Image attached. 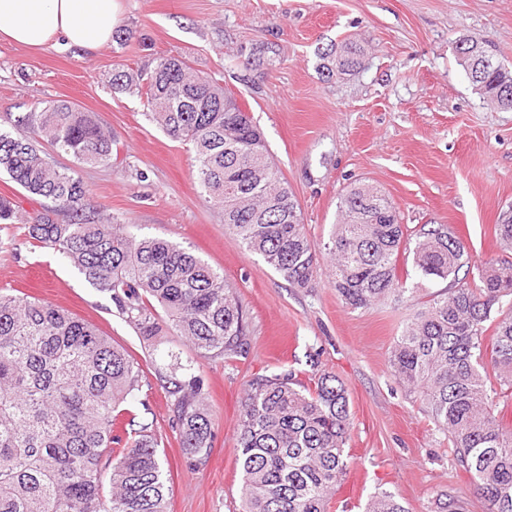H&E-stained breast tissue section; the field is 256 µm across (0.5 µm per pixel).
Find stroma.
I'll use <instances>...</instances> for the list:
<instances>
[{
  "label": "stroma",
  "mask_w": 512,
  "mask_h": 512,
  "mask_svg": "<svg viewBox=\"0 0 512 512\" xmlns=\"http://www.w3.org/2000/svg\"><path fill=\"white\" fill-rule=\"evenodd\" d=\"M126 42L93 51L33 52L0 43V115L66 100L93 113L112 135V161L78 165L94 210L135 237L188 247L222 272L248 321L242 357H197L167 331L144 347L112 305L57 254L33 246L21 225L0 224V288L95 324L142 364L144 393L169 489V512H242L237 436L241 398L256 374L329 373L343 382L353 425L349 465L364 471L358 493L328 512H366L378 493H395L408 512H433L448 493L483 512L473 484L452 462L417 394L399 385L390 352L410 312L385 301L351 310L321 261L310 287L288 285L245 251L196 183L188 144L165 134L144 99L113 92L115 68L147 70L156 58H185L216 78L250 112L300 204L311 241L322 245L338 202L359 183L378 186L416 229L445 224L463 239L472 266L502 257L496 224L512 205V109L484 97L456 62L467 38L494 45L512 66V0H120ZM363 49L352 76L321 79L318 47L343 39ZM269 62H253L259 47ZM192 362L208 394L213 444L206 459L183 454L167 394L155 376L168 353Z\"/></svg>",
  "instance_id": "1"
}]
</instances>
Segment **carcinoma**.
<instances>
[{
    "mask_svg": "<svg viewBox=\"0 0 512 512\" xmlns=\"http://www.w3.org/2000/svg\"><path fill=\"white\" fill-rule=\"evenodd\" d=\"M458 65L487 98L512 109V70L487 51ZM318 72L331 79L360 66L352 41L317 48ZM112 89L145 99L153 121L192 145L205 200L243 248L286 282L310 286L320 259L349 308L404 301L409 279H452L450 288L411 304L389 357L396 381L417 390L435 427L448 436L457 470L471 477L486 512H512V429L496 419L512 398V262L473 273L464 241L443 224L411 232L377 187L355 185L340 197L339 220L323 249L302 222L288 182L269 158L253 119L237 98L177 57L148 71L117 70ZM86 165L112 160V137L66 101L0 117V172L46 201L22 212L0 196V224H22L27 237L76 268L112 300L142 340L172 328L203 358L247 353L248 324L224 274L178 243L137 239L125 225L91 210L73 170L45 162L39 141ZM64 213L69 221L58 222ZM512 251V210L496 225ZM412 250V268L399 255ZM158 371L171 401L172 427L197 460L212 447L207 396L194 366L170 353ZM141 364L92 323L67 310L0 291V512H169L160 441L147 417ZM309 388L295 371L257 374L246 383L238 436L244 512H327L346 473L351 428L343 383L322 373ZM366 512H406L384 492ZM434 512H465L442 494Z\"/></svg>",
    "mask_w": 512,
    "mask_h": 512,
    "instance_id": "obj_1",
    "label": "carcinoma"
}]
</instances>
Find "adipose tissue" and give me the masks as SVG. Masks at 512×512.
<instances>
[{"label": "adipose tissue", "instance_id": "obj_1", "mask_svg": "<svg viewBox=\"0 0 512 512\" xmlns=\"http://www.w3.org/2000/svg\"><path fill=\"white\" fill-rule=\"evenodd\" d=\"M121 23L119 0H0V43L93 50Z\"/></svg>", "mask_w": 512, "mask_h": 512}]
</instances>
